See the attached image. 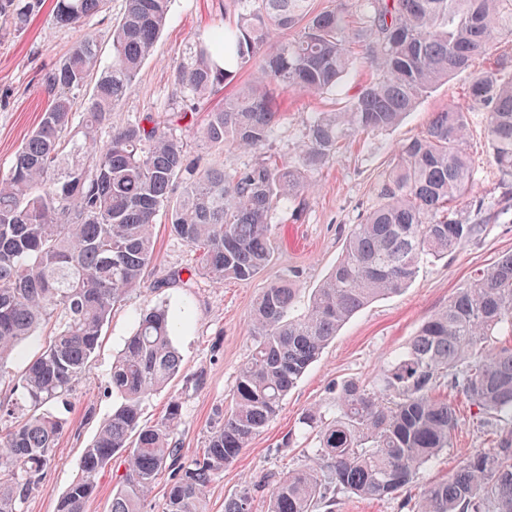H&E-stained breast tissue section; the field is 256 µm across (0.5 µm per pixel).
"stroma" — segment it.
<instances>
[{"mask_svg":"<svg viewBox=\"0 0 512 512\" xmlns=\"http://www.w3.org/2000/svg\"><path fill=\"white\" fill-rule=\"evenodd\" d=\"M54 0H41L23 31L0 15V172L7 170L25 134L35 127L46 106L40 73L60 60L79 35L77 29L55 23ZM233 0H172L169 21L157 39L152 57L139 69L131 91L119 102L114 119L138 120L144 113H164L177 101L173 70L195 42L208 39L214 26L232 17ZM367 64L358 63L344 78L337 97L288 92L278 98L281 118L270 150L290 157L304 139L308 118L336 109L337 99L356 94L369 80ZM472 72L463 71L433 88L395 128L379 134L353 133L341 154L316 172L315 190L298 212L277 211L273 218L275 253L248 281L213 283L203 274L189 285L169 284L172 272L194 266L196 252L167 226L155 229L156 260L149 287L132 292L115 308L103 329L99 346L66 404L47 409L62 414L66 427L39 486L20 512H56L59 498L76 479L82 452L95 438L120 398L108 381L113 362L122 353L142 309L163 305L177 320L173 344L181 360L179 374L143 407L145 422L159 421L170 397L182 403V422L174 438L184 463L201 454L208 432L229 401L238 370L251 354V317L264 288L284 278L295 279L303 291L317 287L340 258L351 225L361 223L378 202L381 172L397 144L425 131L436 112L450 103H465ZM483 115L471 113L468 150L476 161L473 199L482 211H471L479 234L450 252L424 264L412 284L400 293L377 300L348 321L284 399L276 417L257 435L206 492L208 512H224L225 500L244 486L258 485L252 512H267L270 492L288 472L308 465L316 441L305 433L300 418L319 406L332 413L342 384L358 380L377 387L385 367L415 335L428 316L447 306L458 288L479 269L512 254V202L479 129ZM453 402L459 430L453 448L422 468L403 492L384 498L336 496V512H412L422 489L443 480L469 451L489 447L496 424L480 419L462 395Z\"/></svg>","mask_w":512,"mask_h":512,"instance_id":"1","label":"stroma"}]
</instances>
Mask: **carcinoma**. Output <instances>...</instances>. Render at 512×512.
Instances as JSON below:
<instances>
[{"label":"carcinoma","mask_w":512,"mask_h":512,"mask_svg":"<svg viewBox=\"0 0 512 512\" xmlns=\"http://www.w3.org/2000/svg\"><path fill=\"white\" fill-rule=\"evenodd\" d=\"M171 0H125L112 28V56L101 65L95 36L85 32L45 71L47 106L0 174V382L16 398L0 402V512H18L40 483L65 419L40 408L62 402L81 378L114 307L145 287L155 259L153 224L198 252L213 282L248 281L273 251L271 215L299 203L311 179L343 146L346 132L382 133L457 72L471 69L501 41H512V0H235L237 21L215 27L175 68L179 94L163 118L112 120L153 52ZM40 0H0L22 25ZM106 0H55L58 24L83 26ZM361 48L372 77L337 112H317L296 158L269 153L281 113L278 91L334 94ZM255 63L253 83L207 111L209 149L258 154L229 172L188 159L184 132L197 112ZM92 88L76 116L78 100ZM485 116L484 135L502 183L512 179V55L476 73L467 104L435 114L424 134L401 143L380 175L379 202L350 228L330 275L297 312L301 289L284 279L260 294L252 319L254 349L240 367L230 405L207 437L202 456L181 462L173 432L182 405L170 398L154 425L141 405L180 370L168 309L140 313L135 333L112 365L109 387L122 402L80 460V475L57 512H86L98 475L120 457L111 512H143L168 472L163 512H206L212 480L277 415L283 398L335 338L373 301L408 287L425 263L440 260L478 234L461 208L474 175L464 149L469 114ZM48 336L19 375L9 362L33 336ZM512 255L478 271L425 320L383 372L374 391L348 381L328 424L311 407L303 423L319 429L311 464L281 478L267 512H333L330 490L368 498L395 495L452 447V388L480 417L500 423L489 448L464 455L457 469L420 494L416 512H512ZM245 487L224 512H251Z\"/></svg>","instance_id":"carcinoma-1"}]
</instances>
